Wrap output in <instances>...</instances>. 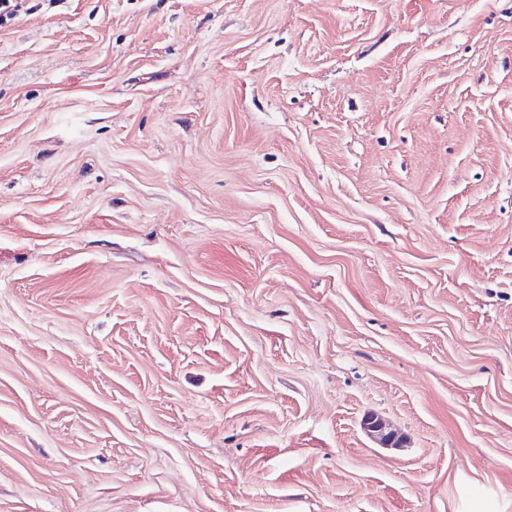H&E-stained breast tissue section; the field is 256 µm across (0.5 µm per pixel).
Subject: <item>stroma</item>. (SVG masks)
<instances>
[{"label":"stroma","mask_w":512,"mask_h":512,"mask_svg":"<svg viewBox=\"0 0 512 512\" xmlns=\"http://www.w3.org/2000/svg\"><path fill=\"white\" fill-rule=\"evenodd\" d=\"M0 512H512V0L1 22ZM364 427L371 436L387 447L398 446L400 442V437L394 431L388 429L385 423L375 416L366 417Z\"/></svg>","instance_id":"1"}]
</instances>
